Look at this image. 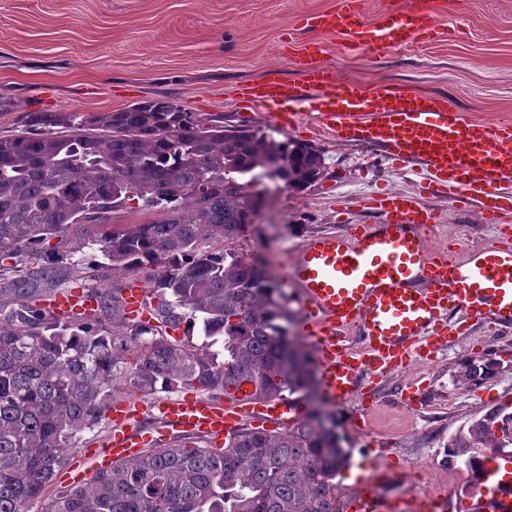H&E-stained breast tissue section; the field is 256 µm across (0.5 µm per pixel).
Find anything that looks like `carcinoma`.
<instances>
[{"label": "carcinoma", "mask_w": 512, "mask_h": 512, "mask_svg": "<svg viewBox=\"0 0 512 512\" xmlns=\"http://www.w3.org/2000/svg\"><path fill=\"white\" fill-rule=\"evenodd\" d=\"M324 170L312 145L216 124L164 98L50 114L0 135V512H29L122 395L225 401L249 386L257 400H308L314 358L280 324L281 283L232 244L253 223L262 178L302 191ZM132 208L155 219L111 225ZM54 238L77 252L96 243L101 266L142 276L156 300L150 319L130 317L125 287L105 282L87 290L90 313L38 304L37 284L77 282L79 264L59 266L44 248ZM183 324L200 325L203 341L173 337ZM494 373L491 360L464 362L458 382ZM344 442L335 414L315 406L286 430L242 427L220 448L184 434L97 470L44 512H340ZM510 445L512 412L501 407L445 448L477 486Z\"/></svg>", "instance_id": "obj_1"}]
</instances>
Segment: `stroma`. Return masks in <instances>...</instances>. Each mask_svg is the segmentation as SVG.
I'll return each instance as SVG.
<instances>
[{
    "label": "stroma",
    "instance_id": "obj_1",
    "mask_svg": "<svg viewBox=\"0 0 512 512\" xmlns=\"http://www.w3.org/2000/svg\"><path fill=\"white\" fill-rule=\"evenodd\" d=\"M336 0H0V135L32 128L45 112H102L165 97L225 124L277 140L312 144L324 154L320 180L300 192L269 196L251 228L234 244L239 255L278 271L307 239L375 224L363 207L376 192L420 193V164L391 163L375 147L311 132L312 117L288 133L264 112L243 108L235 93L254 81L300 83L296 55L309 42L317 59L341 78L374 87L412 84L447 93L465 119L495 127L512 123V0H437V36L380 54L347 45L344 35L304 26ZM438 221L427 246L462 252L496 238L479 204L425 196ZM497 360L483 384L461 387V364ZM421 384L417 408L403 401L406 383ZM369 397L333 404L352 460L375 458L399 469L380 491L461 492V463H450V436L486 412L512 405V329L474 324L429 363L366 378ZM364 412L368 428L350 418Z\"/></svg>",
    "mask_w": 512,
    "mask_h": 512
}]
</instances>
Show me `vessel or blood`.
Returning a JSON list of instances; mask_svg holds the SVG:
<instances>
[{
    "label": "vessel or blood",
    "mask_w": 512,
    "mask_h": 512,
    "mask_svg": "<svg viewBox=\"0 0 512 512\" xmlns=\"http://www.w3.org/2000/svg\"><path fill=\"white\" fill-rule=\"evenodd\" d=\"M325 30L350 35L357 46L382 52L436 33L432 0H413L404 13H388L375 26L363 21L361 0H337L334 11L316 18ZM316 44H306L301 83L265 82L239 89L247 108L264 109L281 129L310 114L337 139L380 145L391 162L424 165L422 188L455 202L479 203L485 223L499 227L495 244L456 256L432 250L424 230L438 215L419 198L379 192L371 209L382 223L352 226L344 233L308 239L286 260L281 275L293 288L304 320L300 334L315 349L318 379L333 402L351 398L363 372L388 373L410 362L433 360L453 337L461 320L474 319L499 329L512 326V126L490 128L465 120L444 93L411 85L367 88L342 80L334 70L312 64ZM149 289L132 282L124 294L130 314L145 315ZM94 302L85 293L55 295L54 314L82 312ZM162 422L185 434H200L214 446L244 423L288 429L297 409L284 399L257 401L244 393L217 404L205 397H183L158 404ZM138 407L114 406L112 429L98 457L102 463L140 454L144 435ZM343 503L344 512H433V500L418 491L400 500L377 486L376 460ZM462 512H512V464L488 466L478 494L461 501Z\"/></svg>",
    "instance_id": "b4317fda"
}]
</instances>
